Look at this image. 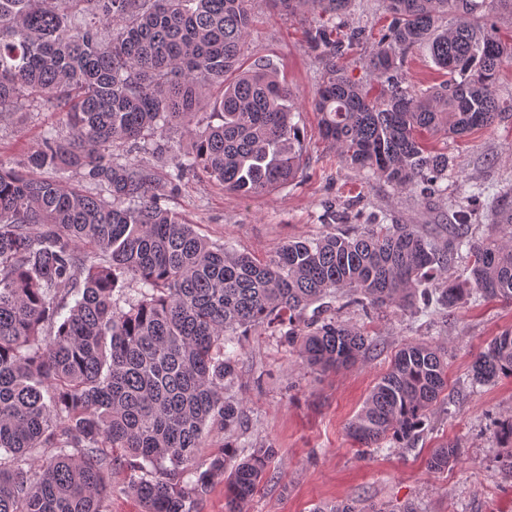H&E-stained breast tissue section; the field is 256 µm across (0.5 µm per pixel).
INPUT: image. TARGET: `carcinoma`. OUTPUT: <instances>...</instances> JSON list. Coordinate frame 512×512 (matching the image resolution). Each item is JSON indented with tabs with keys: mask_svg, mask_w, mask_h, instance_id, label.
<instances>
[{
	"mask_svg": "<svg viewBox=\"0 0 512 512\" xmlns=\"http://www.w3.org/2000/svg\"><path fill=\"white\" fill-rule=\"evenodd\" d=\"M351 2L271 0L285 15L307 7L327 18L309 27L307 44L322 68L321 134L342 161L426 192L448 175V155L424 135H462L512 111L496 91L512 61L496 18H512V0H386L387 32L362 58L367 87L337 65L365 30L338 37L328 25ZM448 14L454 23L443 27ZM251 26L245 0H0V112L49 104L68 129L48 130L19 165L0 163V512H106L114 469L142 512H198L218 480L224 512H245L277 449L242 458L223 443L201 456L210 425L244 420L224 397L240 352L228 350V333L265 325L302 365L338 371L365 359L374 339L330 310L512 301L506 201L483 237L469 224L443 237L377 224L293 238L264 262L163 206L198 169L243 197L296 178L292 94L272 64L240 62ZM421 44L448 74L427 93L403 74ZM215 86L219 123L197 130L191 118ZM178 128L193 147L173 155L175 173L161 180L139 155L173 151ZM463 249L470 262L454 276ZM447 372L443 346L403 343L349 434L366 448L413 447ZM472 372L481 384L512 377L511 331L476 355ZM495 437L512 447L511 415ZM458 456L443 445L428 466L446 469Z\"/></svg>",
	"mask_w": 512,
	"mask_h": 512,
	"instance_id": "1",
	"label": "carcinoma"
}]
</instances>
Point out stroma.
Instances as JSON below:
<instances>
[{
    "label": "stroma",
    "mask_w": 512,
    "mask_h": 512,
    "mask_svg": "<svg viewBox=\"0 0 512 512\" xmlns=\"http://www.w3.org/2000/svg\"><path fill=\"white\" fill-rule=\"evenodd\" d=\"M247 6L254 26L244 61H269L294 93L302 160L293 182L253 197L225 191L202 173L189 177L164 204L202 235L259 259L291 238L334 234L347 225L421 224L442 235L447 225L460 223L470 184L501 196L512 190V111L461 137H430V145L448 156V176L431 200L348 168L322 138L312 105L320 82L306 43L313 13L289 18L269 0H247ZM345 20L377 39L390 16L384 0H356ZM60 121L58 113L32 105L0 114V161L20 162ZM328 208L336 218L327 222ZM340 318L376 342L366 361L346 370L305 369L279 334L260 327L240 340L237 376L226 395L243 404L244 424L231 431L214 429L211 440L242 453L264 443L278 450L272 478L259 487L247 512H312L319 503L345 500L378 512H512V473L502 469L504 451L494 438L498 419L512 412V378L485 385L472 381L476 354L494 336L512 331V304L483 300L428 316L396 309L366 315L351 307ZM421 339L448 350V389L427 431L408 449L389 441L378 449L359 446L349 434L351 420L395 350ZM446 443L459 446L458 461L430 470L432 451Z\"/></svg>",
    "instance_id": "35a3bbf8"
}]
</instances>
